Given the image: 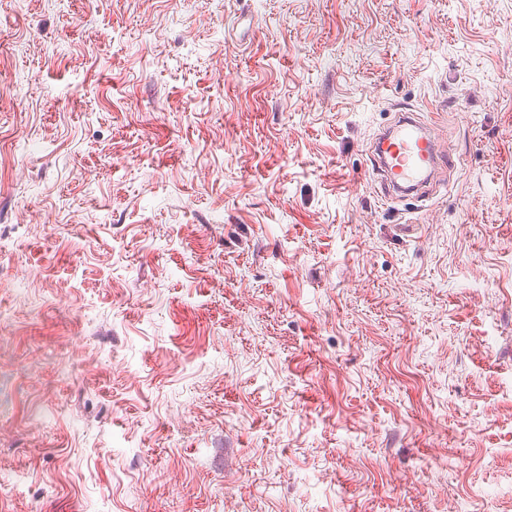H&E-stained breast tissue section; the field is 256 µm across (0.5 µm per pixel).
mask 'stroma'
I'll return each instance as SVG.
<instances>
[{"label": "stroma", "mask_w": 512, "mask_h": 512, "mask_svg": "<svg viewBox=\"0 0 512 512\" xmlns=\"http://www.w3.org/2000/svg\"><path fill=\"white\" fill-rule=\"evenodd\" d=\"M0 512H512V0H0ZM374 143L372 170L381 176L387 195L424 199L439 170L454 167L434 129L416 113H397Z\"/></svg>", "instance_id": "1"}]
</instances>
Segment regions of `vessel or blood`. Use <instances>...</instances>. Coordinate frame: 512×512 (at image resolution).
Returning a JSON list of instances; mask_svg holds the SVG:
<instances>
[{"label": "vessel or blood", "instance_id": "vessel-or-blood-1", "mask_svg": "<svg viewBox=\"0 0 512 512\" xmlns=\"http://www.w3.org/2000/svg\"><path fill=\"white\" fill-rule=\"evenodd\" d=\"M371 165L386 194L423 199L433 175L453 168L454 161L440 148L433 128L418 114L405 112L377 135Z\"/></svg>", "mask_w": 512, "mask_h": 512}]
</instances>
